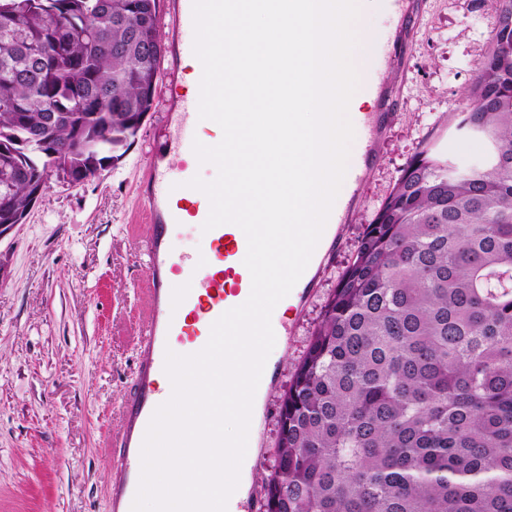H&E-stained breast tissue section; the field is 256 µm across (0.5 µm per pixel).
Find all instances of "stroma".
<instances>
[{
    "label": "stroma",
    "instance_id": "stroma-1",
    "mask_svg": "<svg viewBox=\"0 0 512 512\" xmlns=\"http://www.w3.org/2000/svg\"><path fill=\"white\" fill-rule=\"evenodd\" d=\"M498 0H416L396 29L394 56L366 109L388 112L377 153L278 353V382L261 402L260 444L246 493L261 501L280 397L357 242L419 143L462 103L493 35ZM184 88H158L123 157L69 187L51 181L25 223L0 238V512H109L120 407L133 382L137 337L152 311L144 173L177 164L166 128Z\"/></svg>",
    "mask_w": 512,
    "mask_h": 512
}]
</instances>
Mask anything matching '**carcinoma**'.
<instances>
[{
    "label": "carcinoma",
    "instance_id": "obj_1",
    "mask_svg": "<svg viewBox=\"0 0 512 512\" xmlns=\"http://www.w3.org/2000/svg\"><path fill=\"white\" fill-rule=\"evenodd\" d=\"M158 0H0V224L59 156L116 162L166 52ZM485 142L461 163L443 146ZM263 512H512V29L359 238L279 408Z\"/></svg>",
    "mask_w": 512,
    "mask_h": 512
}]
</instances>
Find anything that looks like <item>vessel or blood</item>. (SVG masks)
I'll return each mask as SVG.
<instances>
[{
    "label": "vessel or blood",
    "instance_id": "vessel-or-blood-1",
    "mask_svg": "<svg viewBox=\"0 0 512 512\" xmlns=\"http://www.w3.org/2000/svg\"><path fill=\"white\" fill-rule=\"evenodd\" d=\"M166 10L174 29L192 24V0H166ZM380 48L370 71L371 85H378L391 57V39L381 33ZM353 120L360 127L361 154L345 174V183L358 189L368 168L378 161L374 144L381 128L377 112H357ZM175 136L181 160L174 166L152 164L147 170L151 186L145 198L153 221L145 248L150 258L147 267L148 298L153 317L138 338V363L135 381L122 407V426L118 446L122 462L112 481V512H131L141 472V447L155 409L170 394L160 388L158 377L164 371L165 353L198 352L207 344L212 324L226 311L249 298L252 279L244 264L248 243L236 225L223 224L208 231V256L188 260L174 257L168 248L169 228L174 224L202 226L210 211L209 200L198 195L185 196L183 185L198 172L199 162L192 150L194 141L213 146L222 139L220 126L198 117V100L181 97L174 117ZM346 219L345 201H337L323 235L313 253L326 258L341 242L333 228Z\"/></svg>",
    "mask_w": 512,
    "mask_h": 512
}]
</instances>
